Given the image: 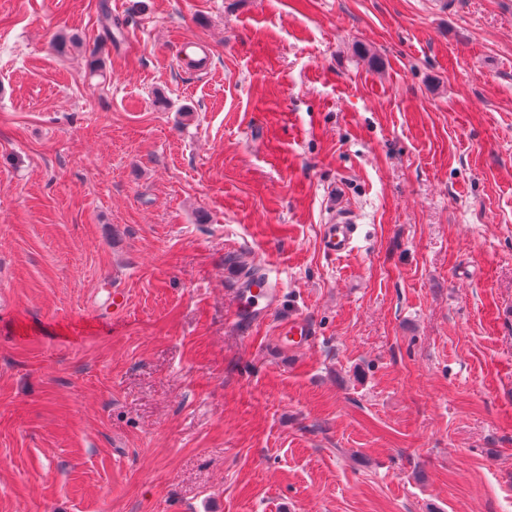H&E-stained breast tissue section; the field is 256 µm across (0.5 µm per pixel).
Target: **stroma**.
Instances as JSON below:
<instances>
[{"label": "stroma", "mask_w": 512, "mask_h": 512, "mask_svg": "<svg viewBox=\"0 0 512 512\" xmlns=\"http://www.w3.org/2000/svg\"><path fill=\"white\" fill-rule=\"evenodd\" d=\"M0 512H512V0H0ZM182 59L199 70H207L210 65V54L206 47L199 43L182 44ZM358 230L356 216L342 203H336L331 224L323 237V249L330 255L340 256L348 252ZM249 275V280L251 281L260 280L259 277L255 276L254 272L249 273ZM279 294L280 288L277 282L270 281L268 278L257 282H241L240 303L244 304V313L247 316V321L250 322L263 318L268 312V307L277 301ZM260 301H264L265 306L259 308Z\"/></svg>", "instance_id": "1"}]
</instances>
